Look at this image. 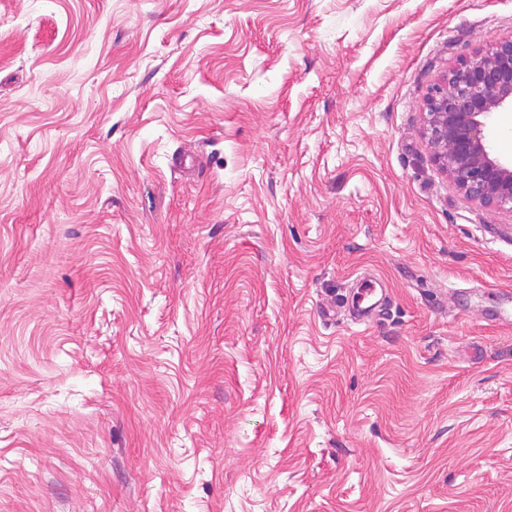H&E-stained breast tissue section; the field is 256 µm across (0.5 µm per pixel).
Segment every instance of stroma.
I'll list each match as a JSON object with an SVG mask.
<instances>
[{"label":"stroma","instance_id":"35a3bbf8","mask_svg":"<svg viewBox=\"0 0 512 512\" xmlns=\"http://www.w3.org/2000/svg\"><path fill=\"white\" fill-rule=\"evenodd\" d=\"M509 36L512 0H0V512H512V214L421 129ZM376 289L374 288V284L372 280L365 281L363 288L359 289L356 296L353 297L351 303V312L354 314L355 318L359 321L368 318L373 314L376 309V303L366 305L367 301L374 296Z\"/></svg>","mask_w":512,"mask_h":512}]
</instances>
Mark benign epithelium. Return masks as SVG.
Wrapping results in <instances>:
<instances>
[{
	"instance_id": "7a95c632",
	"label": "benign epithelium",
	"mask_w": 512,
	"mask_h": 512,
	"mask_svg": "<svg viewBox=\"0 0 512 512\" xmlns=\"http://www.w3.org/2000/svg\"><path fill=\"white\" fill-rule=\"evenodd\" d=\"M512 113V36L461 58L429 88L422 125L434 161L466 200L512 214V157L495 150L489 125Z\"/></svg>"
}]
</instances>
